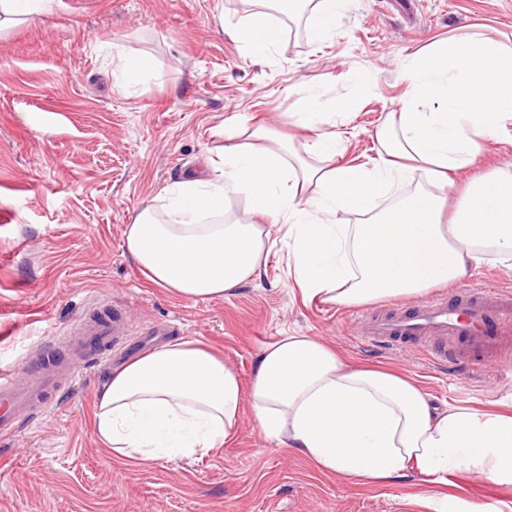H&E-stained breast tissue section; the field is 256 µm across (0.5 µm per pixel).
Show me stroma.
<instances>
[{"label":"stroma","mask_w":512,"mask_h":512,"mask_svg":"<svg viewBox=\"0 0 512 512\" xmlns=\"http://www.w3.org/2000/svg\"><path fill=\"white\" fill-rule=\"evenodd\" d=\"M242 0H57L44 23L0 33V371L54 357L53 339L86 311L122 305L132 333L95 369L0 448V512H433L447 498L512 512V485L456 471L387 483L348 480L267 438L244 412L236 437L206 454L143 465L97 439L93 413L109 371L166 339L195 338L249 387L260 349L280 336L316 337L353 364L411 377L439 405H512V360L500 374L436 364L405 346L357 340V306L305 301L280 232L257 280L233 295L189 301L147 282L124 231L166 188L201 170L224 140L255 121L293 136L309 91L338 99L374 80L353 114L336 119L337 161L372 165L380 118L401 109L407 55L478 25L512 40V0H350L333 37L283 36L264 58L233 38ZM145 54L153 74L127 91L112 53ZM512 166V145L485 142L467 181ZM169 324L172 336L154 334Z\"/></svg>","instance_id":"stroma-1"}]
</instances>
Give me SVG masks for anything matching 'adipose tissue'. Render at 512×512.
I'll use <instances>...</instances> for the list:
<instances>
[{
  "label": "adipose tissue",
  "mask_w": 512,
  "mask_h": 512,
  "mask_svg": "<svg viewBox=\"0 0 512 512\" xmlns=\"http://www.w3.org/2000/svg\"><path fill=\"white\" fill-rule=\"evenodd\" d=\"M261 7L234 27L236 41L262 56L282 28ZM53 0H0V29L35 24ZM348 0H288L310 10L309 37L324 42ZM400 111L375 136L373 167L340 165L339 136L317 133L303 150L261 124L252 141L227 139L220 161L176 182L164 212L145 207L124 233L147 280L181 298H223L259 276L270 251L264 217L285 227L288 266L303 297L336 305L411 298L457 282L485 255L512 258V171L472 180L450 202L453 173L469 168L485 141L512 123V42L482 32L449 36L409 55ZM357 86L342 103L306 95L298 123L313 129L357 108ZM411 185L383 211L378 199ZM251 218L225 222L231 198ZM362 221L346 224L342 215ZM268 438L347 479L386 482L408 471L445 482L468 470L512 484V415L438 409L409 378L350 365L303 334L264 345L249 389L222 357L194 339L155 347L113 370L98 394L94 430L136 462L204 453L231 440L243 404Z\"/></svg>",
  "instance_id": "adipose-tissue-1"
}]
</instances>
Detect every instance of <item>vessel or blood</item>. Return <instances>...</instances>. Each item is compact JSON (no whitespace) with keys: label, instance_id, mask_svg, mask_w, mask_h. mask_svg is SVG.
Wrapping results in <instances>:
<instances>
[{"label":"vessel or blood","instance_id":"vessel-or-blood-1","mask_svg":"<svg viewBox=\"0 0 512 512\" xmlns=\"http://www.w3.org/2000/svg\"><path fill=\"white\" fill-rule=\"evenodd\" d=\"M130 332L126 314L113 309L111 315L89 314L64 342L72 351L75 337H82L85 364L100 362ZM512 332V293L489 288L462 287L455 298L436 294L422 305L395 312L364 314L358 319V338L371 347L423 346L432 360L448 359L470 364L475 355L501 356L503 337ZM73 382L72 364L59 359L54 366L29 360L22 374L0 373V438L18 430V415L43 410L53 391Z\"/></svg>","mask_w":512,"mask_h":512}]
</instances>
